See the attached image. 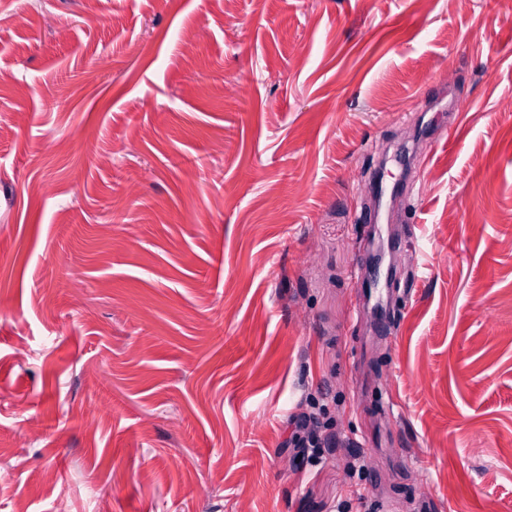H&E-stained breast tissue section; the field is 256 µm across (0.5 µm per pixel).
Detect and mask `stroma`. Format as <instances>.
Masks as SVG:
<instances>
[{"mask_svg":"<svg viewBox=\"0 0 512 512\" xmlns=\"http://www.w3.org/2000/svg\"><path fill=\"white\" fill-rule=\"evenodd\" d=\"M510 99L512 0H0V512H512ZM308 422L309 420L303 414L293 418L292 424L294 425L295 431L292 433L289 443L293 445L294 448L300 449V454H306L308 457H311L312 461H316L315 452H317L319 448H330L332 446V441L328 438L322 439L317 436H309L307 438L300 436L297 430L306 429L308 427ZM308 448H312L310 454L308 452Z\"/></svg>","mask_w":512,"mask_h":512,"instance_id":"stroma-1","label":"stroma"}]
</instances>
